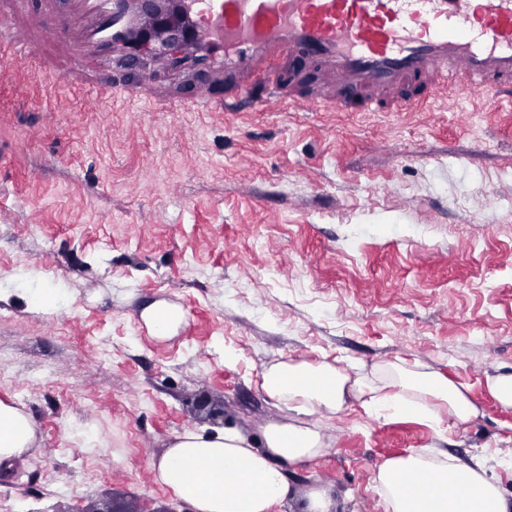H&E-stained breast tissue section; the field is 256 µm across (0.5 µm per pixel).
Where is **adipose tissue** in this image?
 <instances>
[{"mask_svg":"<svg viewBox=\"0 0 512 512\" xmlns=\"http://www.w3.org/2000/svg\"><path fill=\"white\" fill-rule=\"evenodd\" d=\"M263 388L302 416L336 412L350 395L379 418L408 416L433 424L445 411L464 425L478 415L465 386L398 363L353 378L329 363L282 362L266 370ZM33 441L28 417L0 401V460L22 454ZM324 451L320 433L300 422L267 427L259 448L232 426L212 435L187 430L158 459L155 477L192 512H280L293 500L300 512H329L324 492L297 496L279 466ZM374 482L384 512H512V498L485 476L481 464H467L436 448L386 459Z\"/></svg>","mask_w":512,"mask_h":512,"instance_id":"1","label":"adipose tissue"}]
</instances>
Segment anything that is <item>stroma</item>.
Instances as JSON below:
<instances>
[{
    "label": "stroma",
    "instance_id": "1",
    "mask_svg": "<svg viewBox=\"0 0 512 512\" xmlns=\"http://www.w3.org/2000/svg\"><path fill=\"white\" fill-rule=\"evenodd\" d=\"M57 78L0 71V401L31 448L0 472V512H191L154 464L187 430L260 440L296 422L262 375L404 360L469 386L440 431L348 398L306 417L323 456L284 464L331 512H383L388 458L482 461L512 497V112H160L88 107ZM65 289L60 309L23 288ZM180 306L173 337L140 318ZM487 387L502 405L512 407V373L489 376Z\"/></svg>",
    "mask_w": 512,
    "mask_h": 512
}]
</instances>
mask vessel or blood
Wrapping results in <instances>:
<instances>
[{
  "label": "vessel or blood",
  "instance_id": "1",
  "mask_svg": "<svg viewBox=\"0 0 512 512\" xmlns=\"http://www.w3.org/2000/svg\"><path fill=\"white\" fill-rule=\"evenodd\" d=\"M0 64L19 65L100 99L153 102V79L100 81L109 54L106 0H7ZM192 22L224 46L223 89L199 82L169 112H415L482 96L512 105V0H187ZM266 88L263 100L252 89Z\"/></svg>",
  "mask_w": 512,
  "mask_h": 512
}]
</instances>
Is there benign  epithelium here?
<instances>
[{
  "mask_svg": "<svg viewBox=\"0 0 512 512\" xmlns=\"http://www.w3.org/2000/svg\"><path fill=\"white\" fill-rule=\"evenodd\" d=\"M143 11L152 18V26L145 36L122 28V20L115 18L112 39L122 44L127 60L149 71L160 65L168 71L203 68L210 63L212 51L203 49L188 57L183 46L188 37L186 19L176 0H145Z\"/></svg>",
  "mask_w": 512,
  "mask_h": 512,
  "instance_id": "benign-epithelium-1",
  "label": "benign epithelium"
}]
</instances>
